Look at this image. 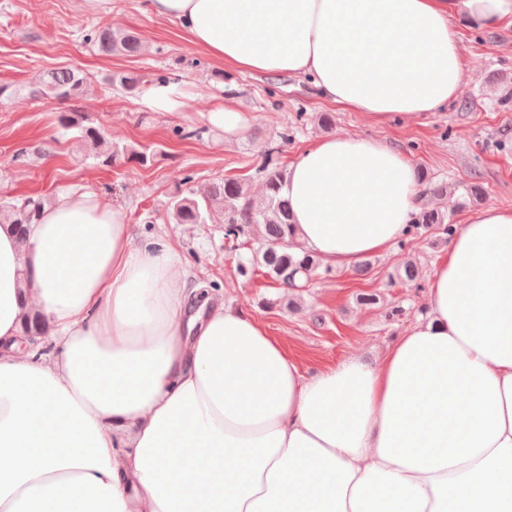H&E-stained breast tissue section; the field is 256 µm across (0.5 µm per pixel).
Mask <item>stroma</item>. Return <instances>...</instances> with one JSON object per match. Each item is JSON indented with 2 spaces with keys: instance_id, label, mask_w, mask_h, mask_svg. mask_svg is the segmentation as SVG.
Segmentation results:
<instances>
[{
  "instance_id": "1",
  "label": "stroma",
  "mask_w": 512,
  "mask_h": 512,
  "mask_svg": "<svg viewBox=\"0 0 512 512\" xmlns=\"http://www.w3.org/2000/svg\"><path fill=\"white\" fill-rule=\"evenodd\" d=\"M144 3L109 0L94 9L87 0H0V84L29 85L56 67L77 69L84 77L76 99L33 100L22 93L0 105V198L94 191L124 210L135 238L170 243L191 287L259 320L302 368L332 365L351 355L376 362L424 313L429 274L448 255L442 234L424 230L405 248L372 255L367 269L333 268L287 297L263 271L249 278L237 271L239 262L252 256L255 232L233 243L220 222L173 223L170 202L219 179L242 176L254 207H262L264 187L253 173L264 155L287 167L322 138L360 135L405 151L426 181L454 185L447 197L420 199L421 205L440 207L451 224L461 225L489 206H512V27L474 32L460 26L466 58L460 95L423 122L380 125L363 113L337 108L306 79L254 77L225 67L195 48L176 22L151 17ZM93 26L136 31L147 50L134 57L100 54L82 40ZM117 71L144 84L159 74L175 78L185 107L150 110L142 92L104 83L106 74ZM226 102L246 123L229 139L208 120L210 111ZM73 108L125 143L159 149V156L147 167L75 163L74 146L58 125L59 114ZM324 114L332 118L326 129L319 124ZM22 148L28 154L20 159L16 153ZM469 182L482 185L481 199L464 200L458 187ZM405 256L419 268L415 281L394 276ZM363 294L377 295L378 303L360 304Z\"/></svg>"
}]
</instances>
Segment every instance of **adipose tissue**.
I'll list each match as a JSON object with an SVG mask.
<instances>
[{"mask_svg": "<svg viewBox=\"0 0 512 512\" xmlns=\"http://www.w3.org/2000/svg\"><path fill=\"white\" fill-rule=\"evenodd\" d=\"M252 75L310 78L337 107L419 121L461 92L455 21L512 0H148ZM295 240L343 267L416 208L399 148L331 136L291 164ZM427 314L372 365L302 372L265 327L187 286L92 191L0 227V512H512V208L461 224ZM57 351L27 350L25 316ZM47 328L46 320L39 316H28L23 322V332L25 336H44ZM42 349L48 354L55 350L54 341L50 336L43 337Z\"/></svg>", "mask_w": 512, "mask_h": 512, "instance_id": "adipose-tissue-1", "label": "adipose tissue"}]
</instances>
